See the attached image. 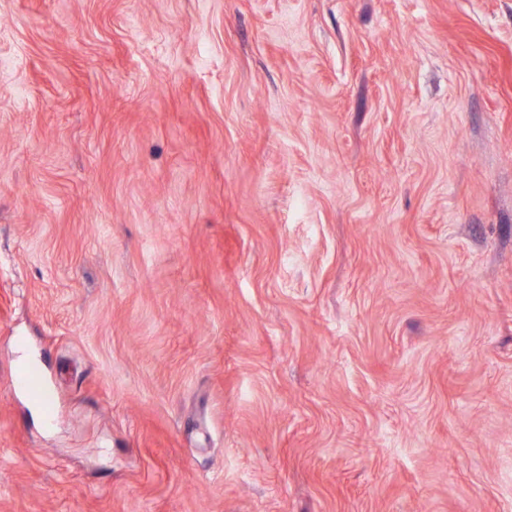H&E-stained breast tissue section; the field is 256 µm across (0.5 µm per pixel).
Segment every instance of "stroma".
I'll use <instances>...</instances> for the list:
<instances>
[{
    "instance_id": "1",
    "label": "stroma",
    "mask_w": 512,
    "mask_h": 512,
    "mask_svg": "<svg viewBox=\"0 0 512 512\" xmlns=\"http://www.w3.org/2000/svg\"><path fill=\"white\" fill-rule=\"evenodd\" d=\"M0 512H512V0H0Z\"/></svg>"
}]
</instances>
